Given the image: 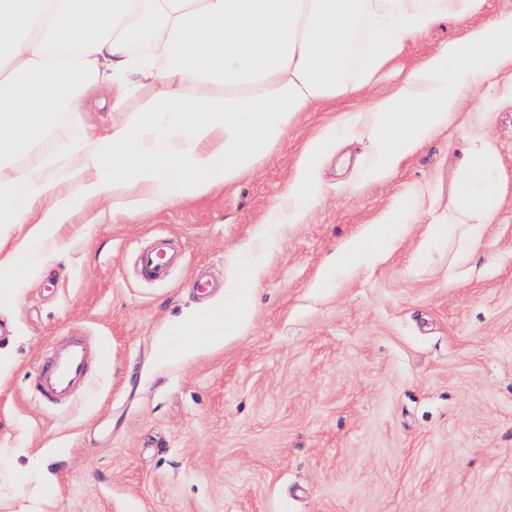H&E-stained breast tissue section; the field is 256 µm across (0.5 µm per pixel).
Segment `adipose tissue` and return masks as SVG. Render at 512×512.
Instances as JSON below:
<instances>
[{"label": "adipose tissue", "instance_id": "adipose-tissue-1", "mask_svg": "<svg viewBox=\"0 0 512 512\" xmlns=\"http://www.w3.org/2000/svg\"><path fill=\"white\" fill-rule=\"evenodd\" d=\"M482 0H0V288L38 272L59 230L94 206L133 217L207 195L254 173L300 113L372 84L405 42L437 17L466 19L465 32L427 57L401 88L343 114L312 139L274 206L298 223L317 201L311 170L331 137L365 128L376 161L393 172L445 130L488 76L512 69V14L478 20ZM360 64V80L347 79ZM129 113L98 127L89 102ZM78 131L57 154L35 152L60 122ZM502 161L471 140L456 183V223L472 248L501 203ZM402 196L383 219L343 243L322 273L329 286L380 260L416 220ZM25 230L11 243L14 227ZM274 237L255 246L224 301L180 317L158 343L184 358L245 335Z\"/></svg>", "mask_w": 512, "mask_h": 512}]
</instances>
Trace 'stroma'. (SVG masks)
Here are the masks:
<instances>
[{
    "instance_id": "1",
    "label": "stroma",
    "mask_w": 512,
    "mask_h": 512,
    "mask_svg": "<svg viewBox=\"0 0 512 512\" xmlns=\"http://www.w3.org/2000/svg\"><path fill=\"white\" fill-rule=\"evenodd\" d=\"M464 33L442 18L383 68L370 88L301 113L257 172L141 217L77 213L42 272L0 294V448L24 469L0 475V512H512V70L492 76L478 112L396 170L367 178L365 129L327 145L312 172L320 201L278 239L245 336L185 360L157 345L180 316L224 300L309 140L343 113L391 93L423 58ZM500 154L502 200L466 261L447 222L467 142ZM405 193L418 224L395 250L325 288L336 248ZM183 261L163 284L135 272L158 232ZM219 284L193 286L198 271ZM108 348V365L62 409L30 392L47 351L72 339Z\"/></svg>"
}]
</instances>
